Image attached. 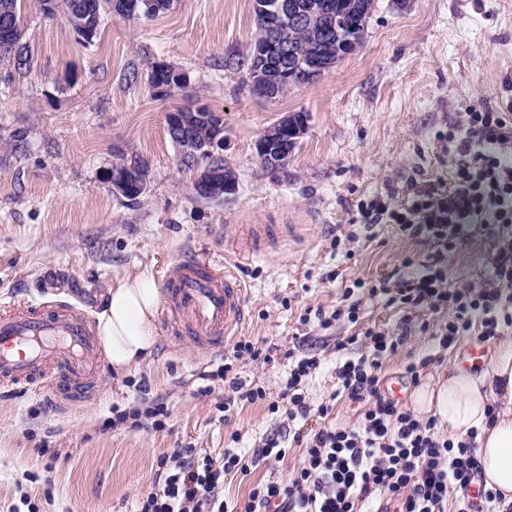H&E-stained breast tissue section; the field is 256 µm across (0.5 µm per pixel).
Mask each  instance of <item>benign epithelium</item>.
I'll return each instance as SVG.
<instances>
[{
	"mask_svg": "<svg viewBox=\"0 0 512 512\" xmlns=\"http://www.w3.org/2000/svg\"><path fill=\"white\" fill-rule=\"evenodd\" d=\"M258 12L263 17L266 34L264 40L253 46L254 67L249 78L252 92L262 98L270 99L288 83V55L293 50L282 43L281 29L286 20L294 25L308 23L302 15L288 14V0H259L256 3ZM12 21L8 5L0 4V51L16 50L11 40ZM352 53L347 50L338 53L337 57L324 63L316 60L306 72V78L314 80L320 73L337 61ZM150 73L157 75V89L167 90L166 82H187L184 72L166 63H157L150 68ZM196 112H172L167 118V131L172 136V142L178 149L183 161H192L194 166L193 183L198 191L210 198L212 202H222L224 198L234 194L230 183L222 179L224 166V119L217 114L209 119L210 140L198 144L194 134V123L197 121ZM305 131L304 115L294 113L275 125L266 129L255 143L256 153L265 165L277 166L292 153L294 146L299 143ZM105 182L112 192L120 195L130 189L145 190V175L132 162L125 163L121 168L107 170Z\"/></svg>",
	"mask_w": 512,
	"mask_h": 512,
	"instance_id": "7a95c632",
	"label": "benign epithelium"
}]
</instances>
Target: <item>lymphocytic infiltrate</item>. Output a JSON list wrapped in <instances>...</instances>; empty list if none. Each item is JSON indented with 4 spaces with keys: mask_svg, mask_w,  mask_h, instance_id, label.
<instances>
[{
    "mask_svg": "<svg viewBox=\"0 0 512 512\" xmlns=\"http://www.w3.org/2000/svg\"><path fill=\"white\" fill-rule=\"evenodd\" d=\"M444 152L450 162L447 190L419 187L395 212L375 199L359 208L367 224L389 218L410 236L432 241L436 251L429 262L418 266L404 261L389 286L353 281L342 294L347 308L330 313L315 309L321 329H329L343 316L358 322L367 296L383 298L386 306L403 311L449 309L450 317L434 335L444 349L475 331L488 341L512 329V113L488 106L470 108L466 121L449 130ZM478 224L496 225L500 233L490 285L476 291L448 287L443 257ZM405 341V334L371 329L362 337L337 342L336 398L361 406L356 422L347 426L330 424L334 401L314 406L303 393V383L319 368L320 359L308 353L293 356L280 399L269 408L285 411L292 421L314 414L326 424L307 434L294 433L293 441L304 448L305 459L287 481L257 484L240 504L224 497L226 476L248 474L259 462L284 455L276 437L267 438L250 456L225 449L219 462L196 449L178 448L170 459L160 460L158 480L139 499L136 512H374L376 493L395 505L396 512H512L489 489H481L476 502L468 495L471 483L481 475L476 433L460 439L442 436L436 418H421L386 394L383 360ZM360 342L364 353L350 355L349 346ZM230 356L216 372L229 389L220 407L224 413L266 397L263 389L247 386L233 374L234 360L260 359L261 348L241 339Z\"/></svg>",
    "mask_w": 512,
    "mask_h": 512,
    "instance_id": "f902f5d3",
    "label": "lymphocytic infiltrate"
}]
</instances>
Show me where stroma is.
Returning <instances> with one entry per match:
<instances>
[{"instance_id": "35a3bbf8", "label": "stroma", "mask_w": 512, "mask_h": 512, "mask_svg": "<svg viewBox=\"0 0 512 512\" xmlns=\"http://www.w3.org/2000/svg\"><path fill=\"white\" fill-rule=\"evenodd\" d=\"M21 30L30 69L0 62V311L62 303L91 318L126 273L157 278L182 259L221 265L243 252L234 269L246 294L241 337L271 346L272 360L236 362L266 398L228 418L218 410L224 383L213 376L223 355L169 338L160 319L152 355L126 373L105 369L83 404L55 408L47 389L0 388V512L29 503L39 512H133L174 449L218 460L231 433L248 451L287 436V417L268 404L283 389L289 352L304 346L321 358L303 385L317 405L337 389L338 341L399 325L379 299L365 301L358 323L342 319L327 331L305 322L306 309L333 311L354 280H383L405 258L423 263L435 251L398 225L360 224L358 201L388 195L398 208L413 188L447 179L442 146L466 106L512 101V0H374L361 47L271 100L252 95L237 67L254 42L251 0H174L152 20L113 14L90 42L24 0ZM155 62L184 71L187 87L157 93L145 78ZM197 106L224 117V162L237 188L221 203L196 197L166 131L169 113ZM295 112L306 116L297 148L284 168L265 167L256 140ZM134 158L147 189L129 201L103 173ZM498 245L493 225L459 240L447 254L448 285L483 287ZM440 321L416 310L405 344L383 362L386 392L407 407L418 388L466 367L471 347L481 348L485 369L500 341L512 342L511 331L499 341L466 336L445 350L431 338ZM428 354L434 362L411 384L405 363ZM158 400L169 412L159 430L147 415ZM116 411L125 420L113 422ZM302 459L293 447L226 477V500L287 480Z\"/></svg>"}]
</instances>
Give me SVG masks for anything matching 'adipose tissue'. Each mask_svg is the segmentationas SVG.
Wrapping results in <instances>:
<instances>
[{"label":"adipose tissue","mask_w":512,"mask_h":512,"mask_svg":"<svg viewBox=\"0 0 512 512\" xmlns=\"http://www.w3.org/2000/svg\"><path fill=\"white\" fill-rule=\"evenodd\" d=\"M160 293L149 272L115 279L95 314V334L113 369L138 367L155 345L154 323ZM502 405L492 408L494 398ZM419 412L435 416L449 436L461 438L477 430L476 458L487 488L512 503V345L501 347L489 370L457 369L435 386L415 395Z\"/></svg>","instance_id":"obj_1"}]
</instances>
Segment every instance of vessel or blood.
I'll list each match as a JSON object with an SVG mask.
<instances>
[{
    "label": "vessel or blood",
    "instance_id": "1",
    "mask_svg": "<svg viewBox=\"0 0 512 512\" xmlns=\"http://www.w3.org/2000/svg\"><path fill=\"white\" fill-rule=\"evenodd\" d=\"M165 316L178 334L207 354L223 351L244 327L245 294L231 271L178 261L162 276ZM104 360L79 309L28 302L0 313V387L51 381L55 404L85 396Z\"/></svg>",
    "mask_w": 512,
    "mask_h": 512
}]
</instances>
